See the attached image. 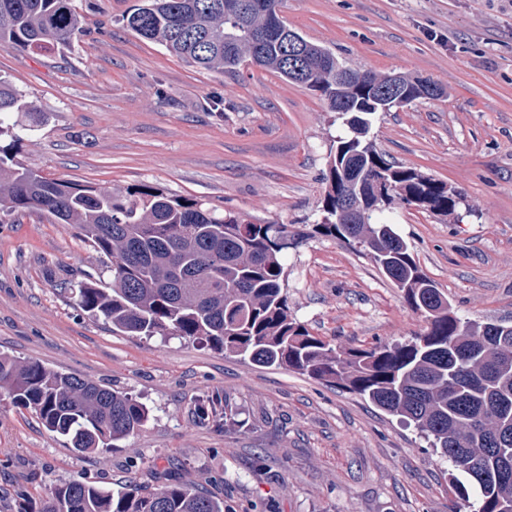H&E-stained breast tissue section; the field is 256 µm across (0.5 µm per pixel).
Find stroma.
Masks as SVG:
<instances>
[{"label":"stroma","mask_w":512,"mask_h":512,"mask_svg":"<svg viewBox=\"0 0 512 512\" xmlns=\"http://www.w3.org/2000/svg\"><path fill=\"white\" fill-rule=\"evenodd\" d=\"M139 0H74V48H0V77L33 105L16 150L49 178L149 184L290 225L284 292L298 323L344 351L404 343L428 323L358 244L318 232L337 113L247 65L208 71L121 22ZM289 28L362 70L443 85L376 113L368 133L396 164L455 186L450 216L396 206L387 220L422 272L473 323L512 324V0H281ZM447 35L432 41L430 32ZM108 258L75 225L30 210L0 222V352L142 402L141 432L82 454L0 396V512L70 480L120 490L176 478L224 512H475L447 460L368 399L185 336H130L78 307L73 285ZM221 401L233 423L201 420Z\"/></svg>","instance_id":"obj_1"}]
</instances>
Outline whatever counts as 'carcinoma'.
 I'll use <instances>...</instances> for the list:
<instances>
[{"label":"carcinoma","instance_id":"obj_1","mask_svg":"<svg viewBox=\"0 0 512 512\" xmlns=\"http://www.w3.org/2000/svg\"><path fill=\"white\" fill-rule=\"evenodd\" d=\"M239 0H140L123 24L189 64L235 72L250 64L300 83L289 69L288 42L302 54L308 90L342 116L346 133L329 155L323 217L325 236L353 241L424 314L426 331L404 344L340 351L313 336L288 312L284 294L286 224H256L218 213L204 203L141 185L110 189L48 178L15 160L26 125L6 121L28 111L23 95L0 78V220L26 210L74 224L83 241L111 259V282H84L77 305L131 336L177 334L235 353L260 366L285 367L357 393L402 417L431 439L479 493L478 512H512V325L461 320L448 299L420 270L407 243L379 215L396 204L440 215L462 200L454 186L399 166L351 119L443 93L434 81L360 70L329 49L282 24L257 46L253 32L264 18L237 9ZM82 36V17L71 0H0V48H67ZM397 79L404 99L377 88ZM350 197L362 215L349 224L339 198ZM31 407L51 432L80 453L103 454L112 442L140 431L146 407L130 396L36 361L0 354V392ZM17 512H224V503L190 483L172 481L148 490L118 492L88 482L54 485L33 508L19 497Z\"/></svg>","mask_w":512,"mask_h":512}]
</instances>
